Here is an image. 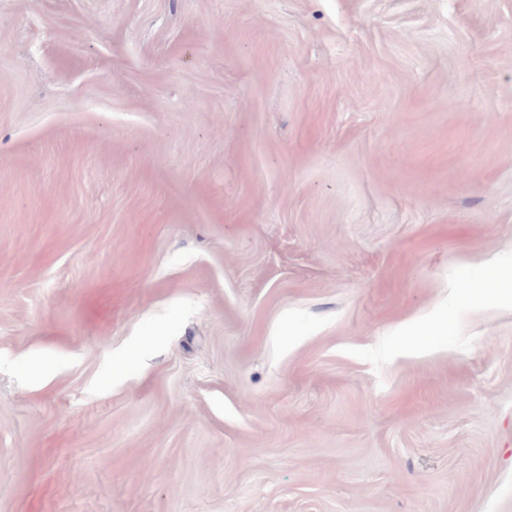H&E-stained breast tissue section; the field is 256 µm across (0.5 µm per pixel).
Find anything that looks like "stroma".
<instances>
[{
  "mask_svg": "<svg viewBox=\"0 0 512 512\" xmlns=\"http://www.w3.org/2000/svg\"><path fill=\"white\" fill-rule=\"evenodd\" d=\"M0 512H512V0H0Z\"/></svg>",
  "mask_w": 512,
  "mask_h": 512,
  "instance_id": "1",
  "label": "stroma"
}]
</instances>
